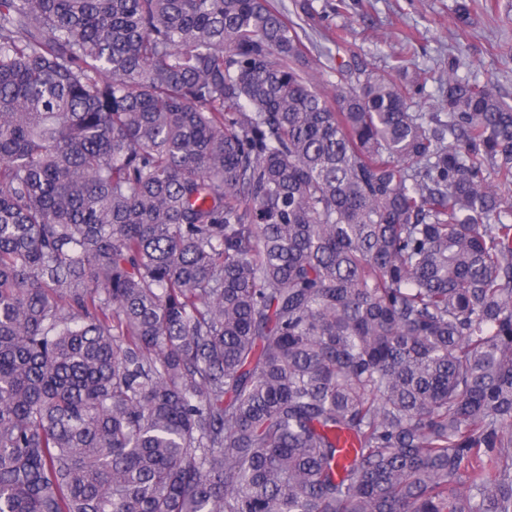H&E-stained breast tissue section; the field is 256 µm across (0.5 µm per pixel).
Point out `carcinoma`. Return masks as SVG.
I'll list each match as a JSON object with an SVG mask.
<instances>
[{"label":"carcinoma","mask_w":512,"mask_h":512,"mask_svg":"<svg viewBox=\"0 0 512 512\" xmlns=\"http://www.w3.org/2000/svg\"><path fill=\"white\" fill-rule=\"evenodd\" d=\"M345 52L0 0V512H512V104Z\"/></svg>","instance_id":"cac0c4a2"}]
</instances>
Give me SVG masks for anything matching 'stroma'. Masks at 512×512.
I'll return each instance as SVG.
<instances>
[{"mask_svg": "<svg viewBox=\"0 0 512 512\" xmlns=\"http://www.w3.org/2000/svg\"><path fill=\"white\" fill-rule=\"evenodd\" d=\"M276 2L303 28L308 48L321 60L335 58L333 34L339 28L378 69H389L394 55L407 52L429 76L414 111H440L437 71L461 44L467 48L464 74L491 84L512 103V0H474V21L463 32L454 24L455 0H347L343 11L336 0H313L308 13L300 0Z\"/></svg>", "mask_w": 512, "mask_h": 512, "instance_id": "1", "label": "stroma"}]
</instances>
